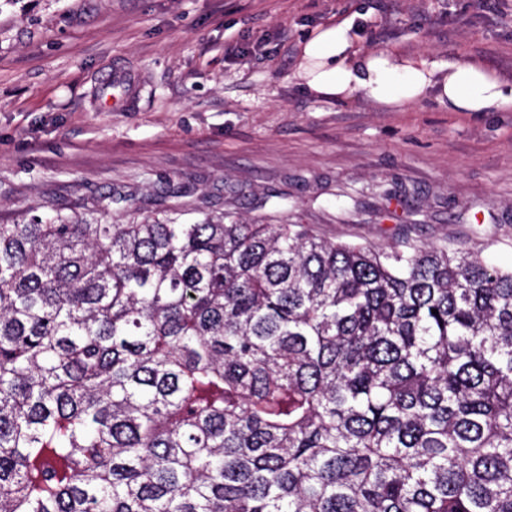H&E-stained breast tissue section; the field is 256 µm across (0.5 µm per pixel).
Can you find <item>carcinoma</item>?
Segmentation results:
<instances>
[{"label": "carcinoma", "mask_w": 512, "mask_h": 512, "mask_svg": "<svg viewBox=\"0 0 512 512\" xmlns=\"http://www.w3.org/2000/svg\"><path fill=\"white\" fill-rule=\"evenodd\" d=\"M0 512H512V267L0 224Z\"/></svg>", "instance_id": "obj_1"}]
</instances>
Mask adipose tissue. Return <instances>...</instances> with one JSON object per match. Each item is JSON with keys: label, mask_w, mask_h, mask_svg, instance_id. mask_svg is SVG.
I'll use <instances>...</instances> for the list:
<instances>
[{"label": "adipose tissue", "mask_w": 512, "mask_h": 512, "mask_svg": "<svg viewBox=\"0 0 512 512\" xmlns=\"http://www.w3.org/2000/svg\"><path fill=\"white\" fill-rule=\"evenodd\" d=\"M356 39L351 22L320 26L302 45L299 86L320 102L360 96L396 111L433 102L452 112H512V80L479 61L442 66L396 51L363 50Z\"/></svg>", "instance_id": "obj_1"}]
</instances>
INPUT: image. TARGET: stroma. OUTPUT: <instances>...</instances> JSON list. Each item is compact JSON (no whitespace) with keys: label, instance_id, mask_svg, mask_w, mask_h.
I'll use <instances>...</instances> for the list:
<instances>
[{"label":"stroma","instance_id":"1","mask_svg":"<svg viewBox=\"0 0 512 512\" xmlns=\"http://www.w3.org/2000/svg\"><path fill=\"white\" fill-rule=\"evenodd\" d=\"M346 19L512 79V0H0V224L221 217L512 266V112L316 102L300 46Z\"/></svg>","mask_w":512,"mask_h":512}]
</instances>
